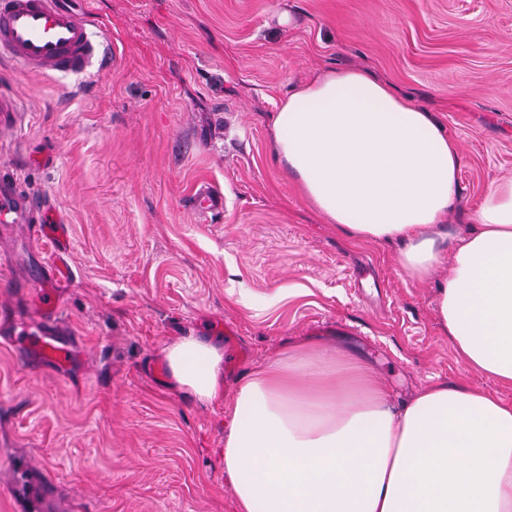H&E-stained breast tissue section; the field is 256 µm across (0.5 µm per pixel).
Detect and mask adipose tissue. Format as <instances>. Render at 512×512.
<instances>
[{"label": "adipose tissue", "instance_id": "ef3b65f1", "mask_svg": "<svg viewBox=\"0 0 512 512\" xmlns=\"http://www.w3.org/2000/svg\"><path fill=\"white\" fill-rule=\"evenodd\" d=\"M271 150L347 236L399 242L404 269L452 274L441 327L472 370L512 385V179L492 182L455 236L456 142L438 116L359 70L294 87ZM193 399L224 397V351L186 336L165 352ZM224 472L239 512H512V404L433 384L401 408L357 359L310 339L249 371L230 404Z\"/></svg>", "mask_w": 512, "mask_h": 512}]
</instances>
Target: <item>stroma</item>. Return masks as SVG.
Listing matches in <instances>:
<instances>
[{
	"label": "stroma",
	"mask_w": 512,
	"mask_h": 512,
	"mask_svg": "<svg viewBox=\"0 0 512 512\" xmlns=\"http://www.w3.org/2000/svg\"><path fill=\"white\" fill-rule=\"evenodd\" d=\"M106 26L112 66L70 81L0 68L24 122L0 175L54 205L71 274L52 281L57 366L17 333L52 247L0 223V512H237L227 408L173 387L164 350L205 336L224 393L304 338L365 359L396 405L434 383L512 404L442 331L399 244L356 241L273 157L270 116L299 83L363 69L436 112L457 142L449 232L512 178V0H69ZM216 212L194 208L200 189Z\"/></svg>",
	"instance_id": "35a3bbf8"
}]
</instances>
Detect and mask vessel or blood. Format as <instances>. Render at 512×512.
<instances>
[{
	"mask_svg": "<svg viewBox=\"0 0 512 512\" xmlns=\"http://www.w3.org/2000/svg\"><path fill=\"white\" fill-rule=\"evenodd\" d=\"M105 51L101 32L90 27L64 0H0V54L31 72L65 78L88 73L100 64ZM19 103L14 95L0 93V126H18ZM0 223L33 224L45 235L60 237L62 227L52 225L50 208L39 198L22 193L0 180ZM53 265L33 286L42 297L43 326L32 346L46 360L63 365L70 351L57 336V305L48 287L61 275Z\"/></svg>",
	"mask_w": 512,
	"mask_h": 512,
	"instance_id": "obj_1",
	"label": "vessel or blood"
}]
</instances>
